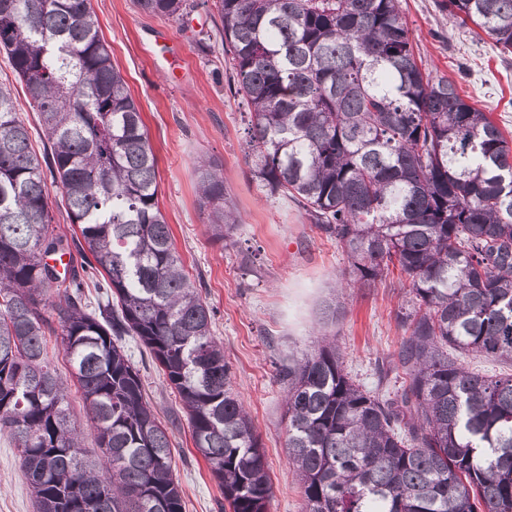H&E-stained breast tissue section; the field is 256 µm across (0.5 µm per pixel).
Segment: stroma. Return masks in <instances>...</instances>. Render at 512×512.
Wrapping results in <instances>:
<instances>
[{
  "mask_svg": "<svg viewBox=\"0 0 512 512\" xmlns=\"http://www.w3.org/2000/svg\"><path fill=\"white\" fill-rule=\"evenodd\" d=\"M100 35L124 76L158 160L159 205L194 286L214 312L231 384L245 403L265 453L273 498L270 512H302L300 487L288 462L284 386L277 376L289 356L334 335L352 376L376 388L375 364L403 337L394 313L404 301L398 270L373 288H350L344 315L323 323L322 308L348 262L305 211L269 197L246 153L248 108L230 90L232 64L214 9L198 6L174 22L139 10L135 0H91ZM418 59L453 79L466 102L491 113L512 141V54L490 38L473 40L437 0H399ZM221 162L224 190L240 222L231 244L212 240L199 206L195 164ZM125 346L160 421L170 432L185 512H222L224 497L196 452L187 414L157 363L132 338ZM0 512H36L17 450L0 438Z\"/></svg>",
  "mask_w": 512,
  "mask_h": 512,
  "instance_id": "stroma-1",
  "label": "stroma"
}]
</instances>
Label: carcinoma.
Returning a JSON list of instances; mask_svg holds the SVG:
<instances>
[{"label":"carcinoma","mask_w":512,"mask_h":512,"mask_svg":"<svg viewBox=\"0 0 512 512\" xmlns=\"http://www.w3.org/2000/svg\"><path fill=\"white\" fill-rule=\"evenodd\" d=\"M183 19L186 0H136ZM234 93L251 114L247 156L269 196L294 202L346 254L347 285L406 277L403 338L370 390L333 341L278 367L286 448L303 512H512V373L470 370L452 349L512 367V144L445 74L419 66L399 0H213ZM504 54L512 0H441ZM24 84L44 143L32 152L0 84V436L17 448L37 512H183L165 425L122 344L135 336L188 414L194 447L230 512H268L252 420L231 386L214 312L185 272L158 201L157 157L90 0H0V53ZM212 237L238 223L222 165H197ZM63 191L85 279L47 180ZM56 311L57 326L42 310ZM71 364L100 454L44 357ZM57 336L49 335L46 333L45 336V353L48 359L52 362V364L56 367L57 371L63 376L69 375V364L67 363V359L64 357L62 347L60 346V338L58 336V341L56 339Z\"/></svg>","instance_id":"1"}]
</instances>
